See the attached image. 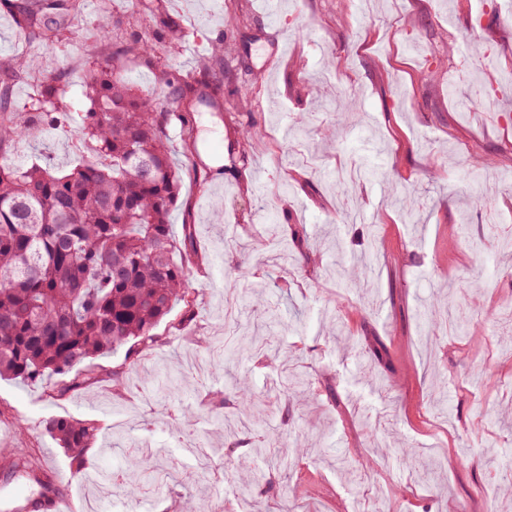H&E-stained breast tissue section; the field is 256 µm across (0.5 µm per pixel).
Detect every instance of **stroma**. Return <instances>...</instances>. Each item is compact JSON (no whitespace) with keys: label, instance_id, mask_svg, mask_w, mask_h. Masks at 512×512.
<instances>
[{"label":"stroma","instance_id":"stroma-1","mask_svg":"<svg viewBox=\"0 0 512 512\" xmlns=\"http://www.w3.org/2000/svg\"><path fill=\"white\" fill-rule=\"evenodd\" d=\"M13 2L0 0L11 107L35 103L36 72H61L67 120L5 156L65 172L83 155L84 73L107 54L100 20L179 21L160 68L130 56L122 75L184 115L168 126L171 234L198 259L194 308L176 302L156 345L94 359L63 396L0 381V460L29 451L88 512H177L203 487V512H512V245L471 248L487 232L483 187L512 226V82L484 66L512 68V0H279L273 13L267 0H75L53 43L17 26ZM14 56L22 74L3 65ZM217 59L221 104L174 103L173 86L211 79ZM475 72L496 88L490 111L462 108ZM215 145L220 178L199 156ZM405 190L410 224L385 204ZM243 375L257 402L244 420ZM53 416L97 424L82 472L46 433ZM189 433L236 447L202 474L177 454ZM263 442L303 448L301 471L267 472ZM135 447L180 478L132 495L98 481Z\"/></svg>","mask_w":512,"mask_h":512}]
</instances>
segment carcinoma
Instances as JSON below:
<instances>
[{
    "instance_id": "carcinoma-1",
    "label": "carcinoma",
    "mask_w": 512,
    "mask_h": 512,
    "mask_svg": "<svg viewBox=\"0 0 512 512\" xmlns=\"http://www.w3.org/2000/svg\"><path fill=\"white\" fill-rule=\"evenodd\" d=\"M57 16L45 22L44 14ZM17 22L33 38H60L67 17L48 0H25ZM158 64L142 29L113 46L112 56L86 75L90 107L81 139L91 155L67 173L0 160V379L27 383L60 377L59 392L84 383L80 366L131 341L156 342L154 329L176 301L192 306L187 290L190 250L181 261L169 214L181 187L167 143L178 112H163L155 100L121 76L124 58ZM63 73L43 80V95L26 115L10 110L0 91V146L29 136L35 113L58 122ZM235 391L247 412L253 405L247 378ZM46 432L84 468L98 426L54 416ZM129 486L149 474L134 456L126 465Z\"/></svg>"
}]
</instances>
